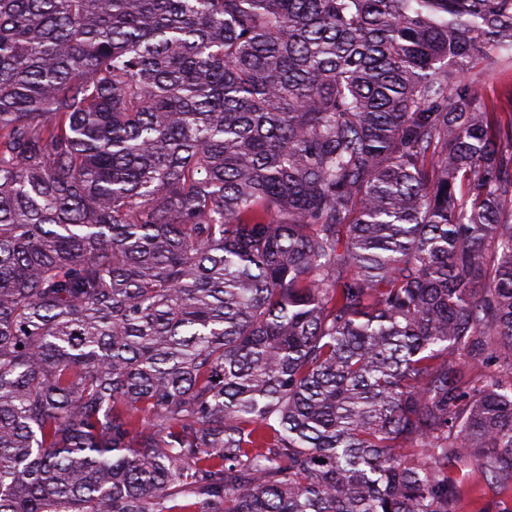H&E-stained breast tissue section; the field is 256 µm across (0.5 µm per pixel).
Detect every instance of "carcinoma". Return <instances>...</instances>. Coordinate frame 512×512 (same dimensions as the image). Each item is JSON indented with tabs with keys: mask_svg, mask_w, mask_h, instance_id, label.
<instances>
[{
	"mask_svg": "<svg viewBox=\"0 0 512 512\" xmlns=\"http://www.w3.org/2000/svg\"><path fill=\"white\" fill-rule=\"evenodd\" d=\"M512 0H0V512H457L512 486ZM469 70L466 71V76L469 78L477 75L479 78V91L486 103L499 102L502 99V109L499 112H507L510 107L504 102L502 92L505 86L512 83V63L493 65L492 68L488 66L487 61H473L468 64Z\"/></svg>",
	"mask_w": 512,
	"mask_h": 512,
	"instance_id": "cac0c4a2",
	"label": "carcinoma"
}]
</instances>
